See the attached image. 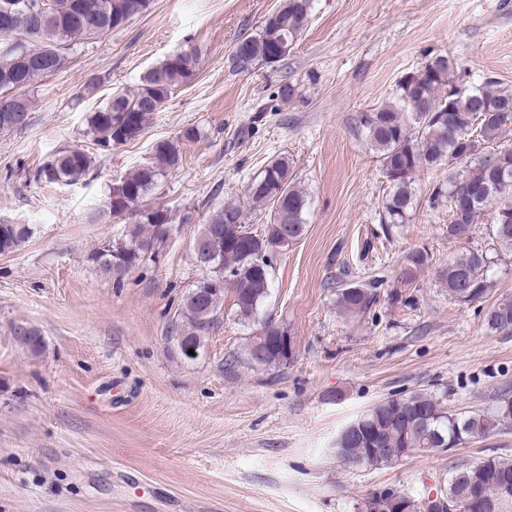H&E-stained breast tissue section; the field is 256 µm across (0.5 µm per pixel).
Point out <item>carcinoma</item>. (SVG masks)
<instances>
[{
  "label": "carcinoma",
  "instance_id": "1",
  "mask_svg": "<svg viewBox=\"0 0 512 512\" xmlns=\"http://www.w3.org/2000/svg\"><path fill=\"white\" fill-rule=\"evenodd\" d=\"M7 2L16 5V37L0 40V95L16 91L29 111L32 101L25 91L38 79L67 66L68 46L124 27L150 4V0H0V5ZM309 9L310 0H282L264 19L258 35L237 41L232 53L234 66L247 71L257 62L277 63L269 58L271 42L298 38L308 23ZM197 67L198 54L193 49L166 56L142 76L134 93L116 92L88 113L85 134L96 153L60 151L37 170L36 177L62 186L85 178L95 166L96 155L104 156L136 139L175 90L195 77ZM498 85L495 78H485L467 90L463 109L448 111V90L455 87V62L439 54L400 79L395 102L359 117V127L380 155L389 184L380 213L385 227L410 220L413 177L424 169L448 168V183L434 191L435 198L448 199V238H470L482 212L496 207L492 247L456 254L437 271L448 296L460 304L487 297L495 287L497 258L512 254V144L502 141L504 131L512 126V89ZM196 138L197 129L186 127L174 138L157 142L150 161L112 184L107 210L115 217H126L128 224L120 237L91 254V260L105 272L122 277L166 240L163 227L170 225L172 218L154 200L155 191L166 174L182 164V143ZM247 195L253 209L270 213L264 233L250 231L241 207L223 205L209 215L196 239L206 242L210 250L204 263L210 275L202 283L226 282L234 318L249 324L256 321L269 292L271 261L280 247L277 235L285 232L295 243L306 231L307 199L296 185L286 157L267 164L248 186ZM31 234L28 224H0V255L18 250ZM428 260L424 250L411 253L399 274L400 287H412ZM381 286L380 280L374 279L366 285L336 289V310L354 320L370 314L379 303ZM223 301L222 291L193 288L171 335L202 346L219 319ZM485 324L491 331L512 333V295H503L489 306ZM15 335L34 352L42 348V336L36 329L19 327ZM245 355L257 366L284 365L278 350L260 354L255 335L249 337ZM510 419L512 397H502L490 412L465 415L449 411L432 394L412 391L371 406L339 434L336 448L349 468L391 467L412 454L456 448ZM478 493L483 495L484 512H512V463L488 457L459 467L440 489L439 498L456 505L457 512H468L469 499ZM424 503L423 498L400 492L389 498L373 494L359 504L358 512H424Z\"/></svg>",
  "mask_w": 512,
  "mask_h": 512
}]
</instances>
